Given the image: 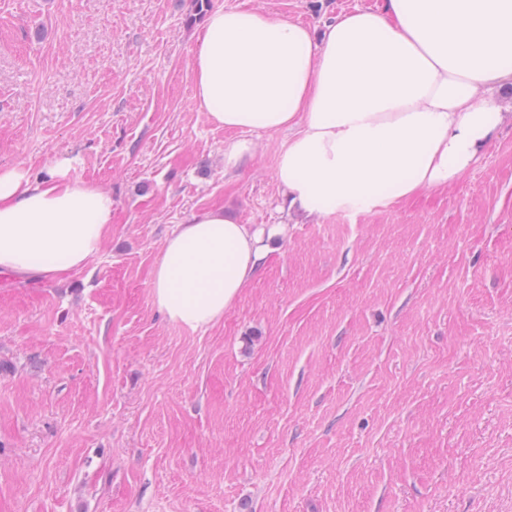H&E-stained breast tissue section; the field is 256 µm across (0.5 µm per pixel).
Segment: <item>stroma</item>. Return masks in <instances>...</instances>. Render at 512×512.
Masks as SVG:
<instances>
[{
  "label": "stroma",
  "instance_id": "1",
  "mask_svg": "<svg viewBox=\"0 0 512 512\" xmlns=\"http://www.w3.org/2000/svg\"><path fill=\"white\" fill-rule=\"evenodd\" d=\"M383 0H211L322 30ZM194 0H0V170L112 195L103 251L0 272V512H512V126L453 185L289 211L287 133L192 101ZM288 234L223 319L153 303L206 210ZM254 147L251 140L236 139L224 144V171L236 170L247 159L253 157Z\"/></svg>",
  "mask_w": 512,
  "mask_h": 512
}]
</instances>
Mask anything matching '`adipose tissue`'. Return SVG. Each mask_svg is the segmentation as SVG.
Here are the masks:
<instances>
[{
    "label": "adipose tissue",
    "instance_id": "adipose-tissue-1",
    "mask_svg": "<svg viewBox=\"0 0 512 512\" xmlns=\"http://www.w3.org/2000/svg\"><path fill=\"white\" fill-rule=\"evenodd\" d=\"M194 102L239 139L224 169L252 158L244 132L290 131L275 179L289 208L367 212L454 184L507 118L487 92L512 87V0H384L320 34L267 12L220 8L193 61ZM0 171V272L61 279L105 245L112 195L68 179ZM286 235L211 209L177 225L152 273L155 306L193 330L220 321Z\"/></svg>",
    "mask_w": 512,
    "mask_h": 512
}]
</instances>
